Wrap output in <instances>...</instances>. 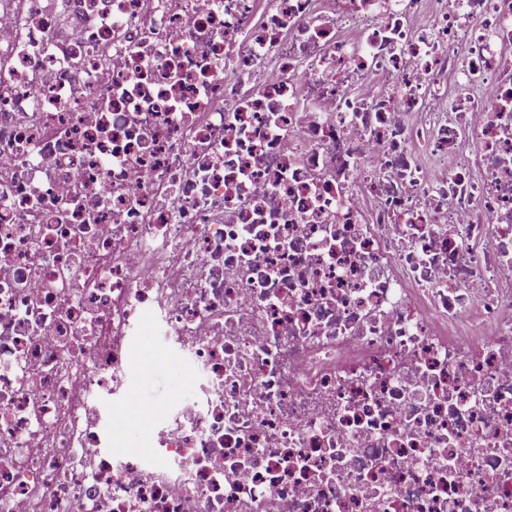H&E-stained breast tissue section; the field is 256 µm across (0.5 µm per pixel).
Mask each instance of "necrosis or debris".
I'll return each mask as SVG.
<instances>
[{
    "instance_id": "1",
    "label": "necrosis or debris",
    "mask_w": 512,
    "mask_h": 512,
    "mask_svg": "<svg viewBox=\"0 0 512 512\" xmlns=\"http://www.w3.org/2000/svg\"><path fill=\"white\" fill-rule=\"evenodd\" d=\"M18 2L0 512H512V0ZM149 349L150 345L140 343L138 363L131 374L135 398L127 409L156 422L167 416L172 395L184 391L186 382L178 367L154 357ZM112 440L113 449L118 451L143 449L149 446L146 435L137 434L128 429L122 415H117L112 422Z\"/></svg>"
}]
</instances>
